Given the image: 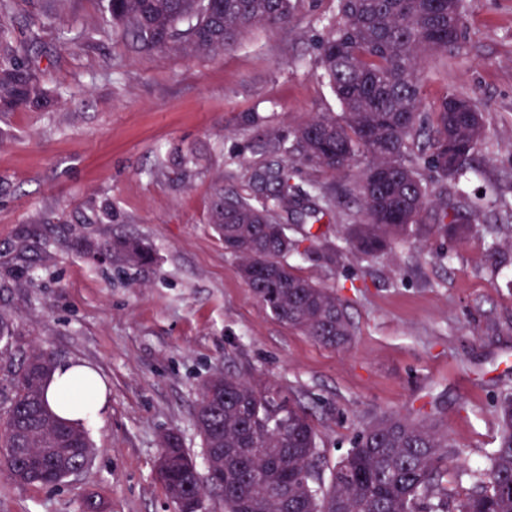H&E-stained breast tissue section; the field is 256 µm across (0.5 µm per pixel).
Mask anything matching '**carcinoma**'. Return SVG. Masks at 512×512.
I'll return each instance as SVG.
<instances>
[{"instance_id":"1","label":"carcinoma","mask_w":512,"mask_h":512,"mask_svg":"<svg viewBox=\"0 0 512 512\" xmlns=\"http://www.w3.org/2000/svg\"><path fill=\"white\" fill-rule=\"evenodd\" d=\"M110 20L150 48L221 53L254 26L282 27L298 0H104ZM467 42L464 0H338L320 48L321 76L343 112H322L299 125L284 152L316 170L342 173L356 157L367 160L356 175L362 219L349 224L340 242L312 224H284L280 215L313 203L305 214L333 216L336 194L317 180L291 183L285 166L262 177L254 199L220 195L212 220L224 249L242 260V276L280 322L326 347H342L352 324L333 289L294 271L288 258L304 255L336 263L346 253L374 257L399 243L432 235L465 239L478 214L457 223L448 202L434 205V185L458 181L486 144L483 115L472 100L457 109L449 93L423 103L420 60L459 56ZM45 96L35 69L8 52L0 56V112L41 105ZM512 235V213L493 225L488 249L499 234ZM113 260L137 265L148 249L133 239L112 244ZM56 363L33 350L0 393V457L23 484L57 487L85 465L94 446L83 426L55 413L46 386ZM501 423L498 447L468 496L449 506L444 480L457 471L448 433L433 422L384 416L363 430L331 467L322 487L316 433L307 413L272 384L216 372L202 384L194 414L208 471L224 477V512H512V391L495 401ZM167 474L160 477L171 501L190 502L200 489L190 479L196 464L180 436L162 439Z\"/></svg>"}]
</instances>
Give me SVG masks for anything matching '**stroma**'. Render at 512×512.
Returning <instances> with one entry per match:
<instances>
[{
	"instance_id": "stroma-1",
	"label": "stroma",
	"mask_w": 512,
	"mask_h": 512,
	"mask_svg": "<svg viewBox=\"0 0 512 512\" xmlns=\"http://www.w3.org/2000/svg\"><path fill=\"white\" fill-rule=\"evenodd\" d=\"M467 51L420 64L425 104L477 102L487 143L458 205L486 208L468 238L433 236L374 259L296 273L336 288L353 324L329 348L276 320L247 287L211 222L219 190L249 193L280 161L267 137L341 106L320 78L336 0H301L284 27L248 29L216 56L150 49L102 20L103 0H10L13 53L37 67L47 105L0 113V385L41 347L94 369L106 387L88 426L93 460L53 487L18 484L0 462V512H175L156 479L160 436L177 431L196 464L203 379L217 371L279 385L309 413L335 464L386 415L436 413L458 462L497 447L493 400L512 389V247L486 249L512 208V0H466ZM122 238L151 258L99 255Z\"/></svg>"
}]
</instances>
